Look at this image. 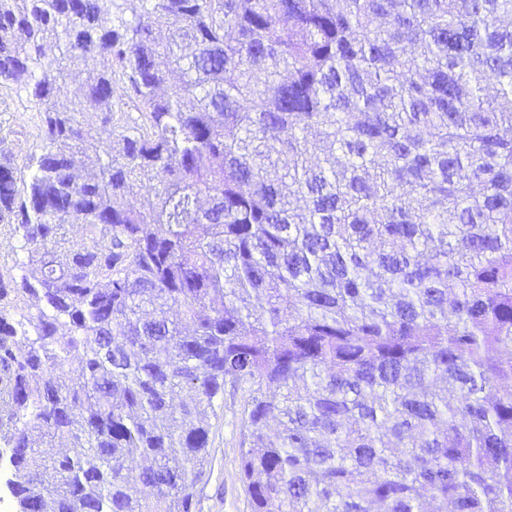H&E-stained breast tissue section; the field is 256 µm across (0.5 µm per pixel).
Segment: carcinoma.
<instances>
[{
	"instance_id": "obj_1",
	"label": "carcinoma",
	"mask_w": 512,
	"mask_h": 512,
	"mask_svg": "<svg viewBox=\"0 0 512 512\" xmlns=\"http://www.w3.org/2000/svg\"><path fill=\"white\" fill-rule=\"evenodd\" d=\"M511 18L0 0L40 138L0 149L10 512H195L227 396L252 512H512Z\"/></svg>"
}]
</instances>
